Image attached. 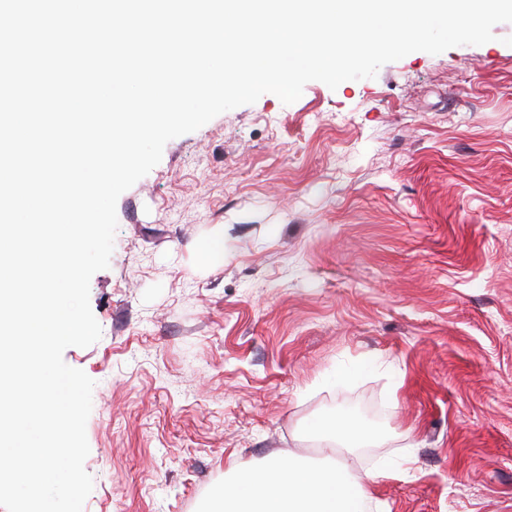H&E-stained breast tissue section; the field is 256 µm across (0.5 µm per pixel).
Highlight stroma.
Masks as SVG:
<instances>
[{"instance_id": "obj_1", "label": "stroma", "mask_w": 512, "mask_h": 512, "mask_svg": "<svg viewBox=\"0 0 512 512\" xmlns=\"http://www.w3.org/2000/svg\"><path fill=\"white\" fill-rule=\"evenodd\" d=\"M170 140L117 202L83 512H203L231 462L359 414L383 512H512V23ZM224 235V259L199 243Z\"/></svg>"}]
</instances>
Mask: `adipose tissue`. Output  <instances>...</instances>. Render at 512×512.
<instances>
[{"label":"adipose tissue","instance_id":"ef3b65f1","mask_svg":"<svg viewBox=\"0 0 512 512\" xmlns=\"http://www.w3.org/2000/svg\"><path fill=\"white\" fill-rule=\"evenodd\" d=\"M308 432L319 443L321 465L292 451L258 465L232 464L211 495V512H368L376 476L352 474L344 452L375 442L376 434L350 414L317 419Z\"/></svg>","mask_w":512,"mask_h":512}]
</instances>
